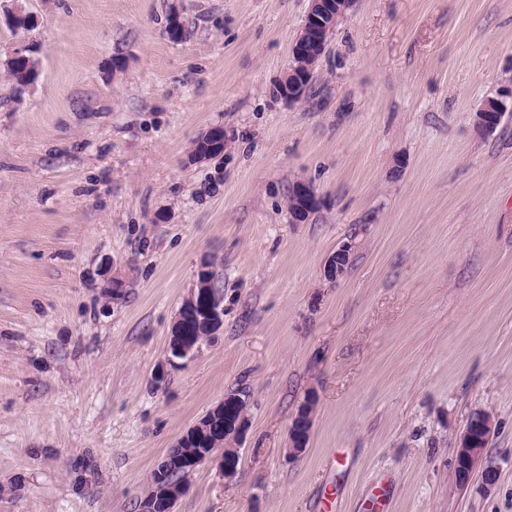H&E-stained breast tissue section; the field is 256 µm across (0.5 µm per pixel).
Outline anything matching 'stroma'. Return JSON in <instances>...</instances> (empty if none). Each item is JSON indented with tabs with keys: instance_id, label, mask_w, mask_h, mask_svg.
<instances>
[{
	"instance_id": "1",
	"label": "stroma",
	"mask_w": 512,
	"mask_h": 512,
	"mask_svg": "<svg viewBox=\"0 0 512 512\" xmlns=\"http://www.w3.org/2000/svg\"><path fill=\"white\" fill-rule=\"evenodd\" d=\"M23 5L40 76L18 97L0 74V512H139L232 394L238 471L197 469L175 512H512V0H354L294 104L272 90L310 0ZM218 126L223 158L192 162ZM299 179L321 204L295 224ZM206 257L224 330L156 389ZM480 410L489 489L454 477ZM505 112L502 103L497 99H488L476 112V124L483 132H493L501 123ZM351 245L344 244L324 264V276L326 279L335 280L346 270L350 261Z\"/></svg>"
}]
</instances>
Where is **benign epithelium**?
<instances>
[{"label":"benign epithelium","mask_w":512,"mask_h":512,"mask_svg":"<svg viewBox=\"0 0 512 512\" xmlns=\"http://www.w3.org/2000/svg\"><path fill=\"white\" fill-rule=\"evenodd\" d=\"M12 4L13 7L7 10L8 25L15 26L22 20L27 21L30 26L34 25L37 18L25 11L21 0H12ZM352 6L353 0H310L305 22L292 45V54L308 57V65L306 71L299 76H294V71L290 70L277 81L276 87L280 88L282 101L295 103L305 97L330 34ZM504 115L502 103L497 99H489L476 112V124L481 131L490 133L499 126ZM291 195L296 202V216L292 217V223L302 224L319 206V198L313 186L304 179L293 184ZM350 252L351 245L345 244L326 260L325 278L335 280L345 272L350 261ZM206 263V259L201 261L197 280L189 289L180 308L182 312L191 310L197 323L204 327V334L186 336L175 346L167 348V356L156 365L153 375L155 385L159 388L167 383L168 368L177 365L180 360L195 357L203 345L214 340L224 326V298L213 293L207 277L209 268L206 267ZM245 427V400L239 397H225L215 408L189 427L190 439L195 442L202 434L210 436L214 431L223 430L224 447L197 448L187 444L183 449L181 465L192 472L204 463L215 462L224 479L232 480L237 472L240 449L230 446V443L239 440ZM485 453L486 446L476 442L470 429H465L459 435L455 444V462H460L466 467V478L458 481V484L465 485L476 475L480 476L487 488L495 484L497 470L485 464ZM157 478L160 485L159 497L164 499L166 505L176 504L185 495L186 486L169 480L167 465L163 461L157 465Z\"/></svg>","instance_id":"obj_1"}]
</instances>
